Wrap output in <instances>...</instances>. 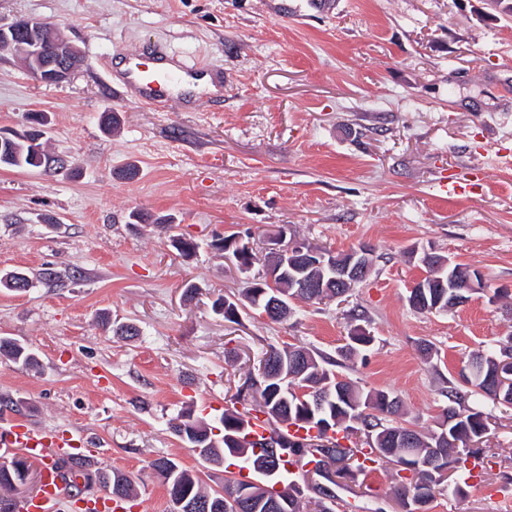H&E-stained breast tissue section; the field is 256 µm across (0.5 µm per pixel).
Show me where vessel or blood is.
<instances>
[{
	"label": "vessel or blood",
	"mask_w": 512,
	"mask_h": 512,
	"mask_svg": "<svg viewBox=\"0 0 512 512\" xmlns=\"http://www.w3.org/2000/svg\"><path fill=\"white\" fill-rule=\"evenodd\" d=\"M122 66L118 93L135 94L145 103L157 101L164 88L175 83L181 70L180 63L158 52L124 55ZM0 446L21 449L25 455L36 459L69 456L75 449L68 435L48 434L22 424L0 432ZM60 500L61 490L55 485L53 473L48 471L44 474L41 491L24 501L20 512H56Z\"/></svg>",
	"instance_id": "b4317fda"
}]
</instances>
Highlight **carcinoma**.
<instances>
[{"instance_id":"1","label":"carcinoma","mask_w":512,"mask_h":512,"mask_svg":"<svg viewBox=\"0 0 512 512\" xmlns=\"http://www.w3.org/2000/svg\"><path fill=\"white\" fill-rule=\"evenodd\" d=\"M0 167L15 169H35L32 146L21 143L14 149L10 159H0ZM349 291L343 290L337 296L334 288H311L300 292L281 281L272 285L259 279L245 289L241 299L235 302L228 297L216 303L235 310V314L224 316L229 322H236L239 308L248 310L258 305L266 308L277 300L280 312L273 317L282 321L293 313V300L301 299L314 304L347 301ZM353 353L368 347L374 337L365 329L357 327L349 336ZM0 356L26 366L37 364L35 355L14 340L0 339ZM327 357L298 344L288 343L283 347L271 346L259 360L256 371L248 373L239 386L235 397L249 404V408L238 411H224L221 418L223 433H213V428L195 416L190 408L182 411L172 420L174 434L185 444L209 449L205 460L222 464L227 456H233L237 448L250 455L264 454V443L249 439L252 421L261 417L269 425L270 431L278 432L288 439V447L282 453L288 456L283 460L278 456L268 465L277 466L283 474L284 487L274 490L275 484L266 480L265 472L254 467L249 476L224 478V491L207 489L199 476L183 468L170 458H158L149 468L168 488V493L180 490L190 494V499L208 505L199 512H240L236 501L224 497L234 487L249 492L251 507L246 512H276L273 498L289 494L291 482L306 475V472H291L287 466L303 468L309 463L320 462L324 444H329V459L336 463V472L357 473L376 471L389 464L397 467V495L413 493L424 499L427 509L434 508L437 499L448 491V482L454 483V491L462 492L468 481L475 478V472L485 468L486 455L483 449L474 448L471 443L482 439L489 427V416L480 409L483 403L502 404L507 400L506 393L498 392L493 379L496 375L507 377L512 369V344L490 348L475 354L467 366L459 373L456 382L448 386L450 413L441 414L437 426L432 430L418 431L400 421L401 403L391 393L377 389H366L352 380L344 383L335 381L326 364ZM288 383L297 382L312 390L314 394L325 395L324 408L328 417L336 419L334 435L327 436L322 431H314L316 424L304 415L307 404L293 394L285 393V377ZM297 426L308 432L309 442L295 439L289 428ZM31 464L28 458L20 456V466L0 464V512H11L1 508L7 502L14 505L17 488L28 483ZM75 468L86 469L88 463L81 455L69 456L56 461L53 469L61 474ZM102 487L109 490L108 497L114 501L127 502L133 498L132 478L121 471H108L101 480ZM311 496L307 501H299L294 512H304L305 504L313 506V512H325L321 495L322 488L314 485L308 489Z\"/></svg>"}]
</instances>
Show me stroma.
<instances>
[{
    "label": "stroma",
    "mask_w": 512,
    "mask_h": 512,
    "mask_svg": "<svg viewBox=\"0 0 512 512\" xmlns=\"http://www.w3.org/2000/svg\"><path fill=\"white\" fill-rule=\"evenodd\" d=\"M295 0H0V25L58 24L86 63L61 85L0 49V129L46 113V147L66 169L0 168V338L37 366L0 357V430L25 423L74 436L98 470L137 485L132 512H169L148 467L167 457L220 488L170 428L193 408L212 426L269 346L329 357L355 327L375 341L336 375L398 396L408 425L431 429L471 354L512 337V11L486 0H336L330 18L294 17ZM159 46L224 72V94L179 95L155 109L114 98L105 68ZM134 179H122L128 168ZM468 173L470 193L440 184ZM134 212L152 222L133 224ZM171 221L172 230L162 228ZM335 252L368 245L374 267L348 303H296L288 321L212 310L248 277L216 237L251 234L261 271L269 240ZM195 243L183 255L173 242ZM435 252L479 270L485 287L457 309L418 312L408 290ZM197 291L186 299L183 290ZM363 320L351 318V308ZM132 323L138 337L115 336ZM437 354L425 359L420 342ZM488 464L433 512H512V408L485 404ZM336 512H400L383 471L344 480ZM0 356H6L11 361L19 362L26 366L37 365L35 355L14 340L0 339Z\"/></svg>",
    "instance_id": "obj_1"
}]
</instances>
